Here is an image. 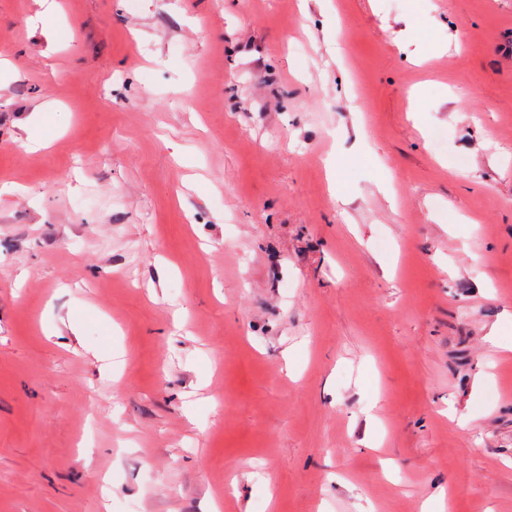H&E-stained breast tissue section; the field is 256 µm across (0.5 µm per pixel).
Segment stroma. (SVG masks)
Segmentation results:
<instances>
[{"label": "stroma", "mask_w": 512, "mask_h": 512, "mask_svg": "<svg viewBox=\"0 0 512 512\" xmlns=\"http://www.w3.org/2000/svg\"><path fill=\"white\" fill-rule=\"evenodd\" d=\"M0 0V512H512V0Z\"/></svg>", "instance_id": "1"}]
</instances>
